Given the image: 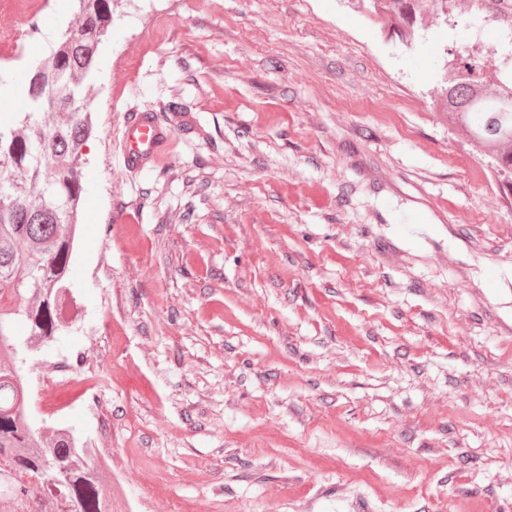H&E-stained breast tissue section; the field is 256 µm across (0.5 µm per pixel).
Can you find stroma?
Segmentation results:
<instances>
[{"mask_svg":"<svg viewBox=\"0 0 512 512\" xmlns=\"http://www.w3.org/2000/svg\"><path fill=\"white\" fill-rule=\"evenodd\" d=\"M112 9L79 314L39 355L100 403L47 413L32 369L30 415L111 449L112 512H512V190L432 98L467 31L408 49L346 0ZM78 25L38 17L0 116ZM132 109L190 119L138 174Z\"/></svg>","mask_w":512,"mask_h":512,"instance_id":"35a3bbf8","label":"stroma"}]
</instances>
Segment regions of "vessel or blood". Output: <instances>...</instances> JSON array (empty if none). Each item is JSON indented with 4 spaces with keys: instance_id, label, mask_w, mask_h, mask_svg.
<instances>
[{
    "instance_id": "vessel-or-blood-1",
    "label": "vessel or blood",
    "mask_w": 512,
    "mask_h": 512,
    "mask_svg": "<svg viewBox=\"0 0 512 512\" xmlns=\"http://www.w3.org/2000/svg\"><path fill=\"white\" fill-rule=\"evenodd\" d=\"M173 124L155 112H136L125 118L120 130L121 159L125 168L138 173L154 165L165 152Z\"/></svg>"
}]
</instances>
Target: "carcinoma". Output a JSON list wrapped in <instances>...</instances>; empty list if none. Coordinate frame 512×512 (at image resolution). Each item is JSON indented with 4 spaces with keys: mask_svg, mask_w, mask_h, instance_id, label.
Masks as SVG:
<instances>
[{
    "mask_svg": "<svg viewBox=\"0 0 512 512\" xmlns=\"http://www.w3.org/2000/svg\"><path fill=\"white\" fill-rule=\"evenodd\" d=\"M369 19L407 48L434 14L452 30L483 20L495 44L476 40L444 63L439 97L448 125L512 189V0H356ZM80 25L62 33L49 60L31 68L22 95L29 111L0 118V512H112L105 470L87 467L94 449L27 417L25 367L60 335V291H71L82 198L84 148L93 130L88 82L112 26V0H78ZM22 322L28 336L15 338Z\"/></svg>",
    "mask_w": 512,
    "mask_h": 512,
    "instance_id": "cac0c4a2",
    "label": "carcinoma"
}]
</instances>
